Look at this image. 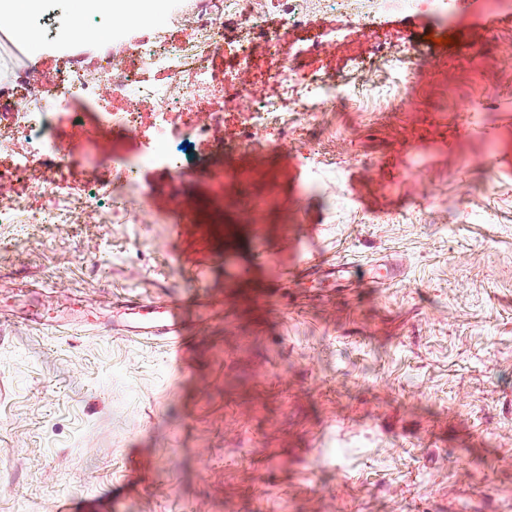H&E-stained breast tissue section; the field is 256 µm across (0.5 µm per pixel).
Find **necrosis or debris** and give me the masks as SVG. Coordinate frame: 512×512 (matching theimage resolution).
Segmentation results:
<instances>
[{
  "label": "necrosis or debris",
  "instance_id": "obj_1",
  "mask_svg": "<svg viewBox=\"0 0 512 512\" xmlns=\"http://www.w3.org/2000/svg\"><path fill=\"white\" fill-rule=\"evenodd\" d=\"M451 5L452 0H223L220 8H201L191 18L196 40H144L100 56L90 72L71 67L51 78L25 75L15 92L10 123L0 127V224L63 222L75 197L64 176L68 152L55 116L57 107L71 99L94 103L119 90L150 103L156 144L146 161L174 168L179 162L176 143L200 135L219 116L215 110L194 108L206 89L220 87L225 108L246 114L254 136L278 122L285 101L297 117L314 119L379 98V83L361 61L342 75L314 72L308 81H300L299 60L333 49L335 39L293 46L285 33L304 31L320 15L366 29L375 19L396 12L428 11L441 17ZM274 9L282 13V28L265 25ZM229 18L248 30L247 38L228 41L224 23ZM225 46L236 65L223 74L210 58ZM259 49L278 60L266 75L274 89L268 97L252 90L251 58ZM19 187L41 195L42 203L23 210L6 206L5 198Z\"/></svg>",
  "mask_w": 512,
  "mask_h": 512
}]
</instances>
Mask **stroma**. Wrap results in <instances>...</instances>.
Returning <instances> with one entry per match:
<instances>
[{"label":"stroma","instance_id":"stroma-1","mask_svg":"<svg viewBox=\"0 0 512 512\" xmlns=\"http://www.w3.org/2000/svg\"><path fill=\"white\" fill-rule=\"evenodd\" d=\"M200 6L157 0L110 46L188 39ZM74 17L112 28L44 0L0 79L91 68L107 45L61 38ZM378 25L424 56L416 110L335 112L285 150L225 112L171 171L141 162L151 105L133 137L59 112L71 186L133 164L150 216L0 224V512H512V13ZM130 299L179 304L180 353L117 333Z\"/></svg>","mask_w":512,"mask_h":512}]
</instances>
